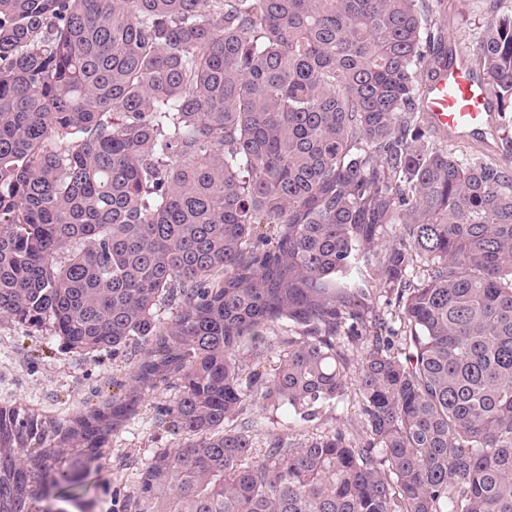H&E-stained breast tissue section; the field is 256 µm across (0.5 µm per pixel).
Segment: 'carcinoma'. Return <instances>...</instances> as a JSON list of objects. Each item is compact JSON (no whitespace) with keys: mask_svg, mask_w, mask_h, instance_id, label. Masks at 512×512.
<instances>
[{"mask_svg":"<svg viewBox=\"0 0 512 512\" xmlns=\"http://www.w3.org/2000/svg\"><path fill=\"white\" fill-rule=\"evenodd\" d=\"M435 25L419 0H0V318L150 339L112 416L172 384L184 442L130 512H512V171L427 136ZM474 59L512 100V11ZM351 387L356 433L253 448L257 410L310 423ZM0 427L34 512L83 498L99 454L26 467L67 419Z\"/></svg>","mask_w":512,"mask_h":512,"instance_id":"obj_1","label":"carcinoma"}]
</instances>
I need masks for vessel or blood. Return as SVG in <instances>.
Listing matches in <instances>:
<instances>
[{
  "label": "vessel or blood",
  "mask_w": 512,
  "mask_h": 512,
  "mask_svg": "<svg viewBox=\"0 0 512 512\" xmlns=\"http://www.w3.org/2000/svg\"><path fill=\"white\" fill-rule=\"evenodd\" d=\"M477 72L469 55H455L447 67L433 75L420 108L449 141L493 153L501 138V120L494 95L486 83L477 80Z\"/></svg>",
  "instance_id": "b4317fda"
}]
</instances>
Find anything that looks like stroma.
Instances as JSON below:
<instances>
[{"mask_svg":"<svg viewBox=\"0 0 512 512\" xmlns=\"http://www.w3.org/2000/svg\"><path fill=\"white\" fill-rule=\"evenodd\" d=\"M512 10V0H454L439 28L444 46L473 53L486 21L495 12ZM143 350L141 342L129 343L120 353L111 349L75 352L53 335L49 326L21 325L0 318V404L24 401L48 417L89 408L100 395L115 393L117 383L126 381ZM175 395L170 387H160L145 400L135 420L115 432L109 451L97 472L91 474L90 492L83 507L69 512H127L126 500L135 491L139 474L155 449L182 443L180 433L162 423L160 411ZM357 419L353 395H346L335 409L327 411L319 427L289 422L287 410L275 417L259 418L253 431L255 447H266L270 438L284 434L300 442L314 430L327 431Z\"/></svg>","mask_w":512,"mask_h":512,"instance_id":"1","label":"stroma"}]
</instances>
